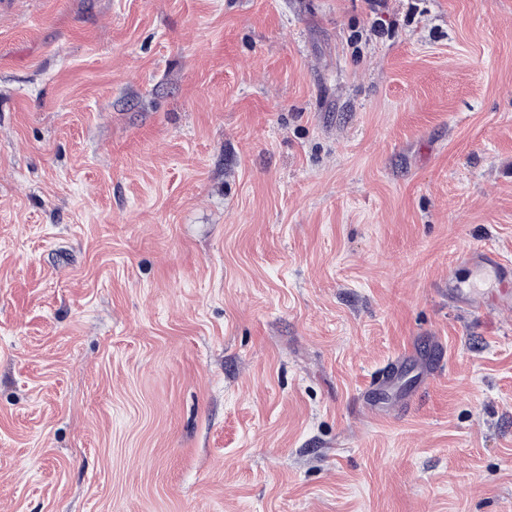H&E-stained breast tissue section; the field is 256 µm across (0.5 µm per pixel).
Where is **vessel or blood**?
Returning <instances> with one entry per match:
<instances>
[{"mask_svg":"<svg viewBox=\"0 0 512 512\" xmlns=\"http://www.w3.org/2000/svg\"><path fill=\"white\" fill-rule=\"evenodd\" d=\"M466 259L475 274V285L471 288L449 285V302L480 315L493 309L511 310L512 263L486 248L471 251Z\"/></svg>","mask_w":512,"mask_h":512,"instance_id":"obj_1","label":"vessel or blood"}]
</instances>
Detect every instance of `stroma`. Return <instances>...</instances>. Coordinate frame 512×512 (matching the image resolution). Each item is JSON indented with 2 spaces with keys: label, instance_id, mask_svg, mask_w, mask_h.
I'll list each match as a JSON object with an SVG mask.
<instances>
[{
  "label": "stroma",
  "instance_id": "35a3bbf8",
  "mask_svg": "<svg viewBox=\"0 0 512 512\" xmlns=\"http://www.w3.org/2000/svg\"><path fill=\"white\" fill-rule=\"evenodd\" d=\"M512 0H0V512H512ZM468 265L475 274V287L489 284L486 292L492 297V304H482L485 293L475 288H458L448 279V301L456 306L468 308L478 315H486L493 310H511L512 264L503 260L498 253L487 248L471 251L466 255Z\"/></svg>",
  "mask_w": 512,
  "mask_h": 512
}]
</instances>
